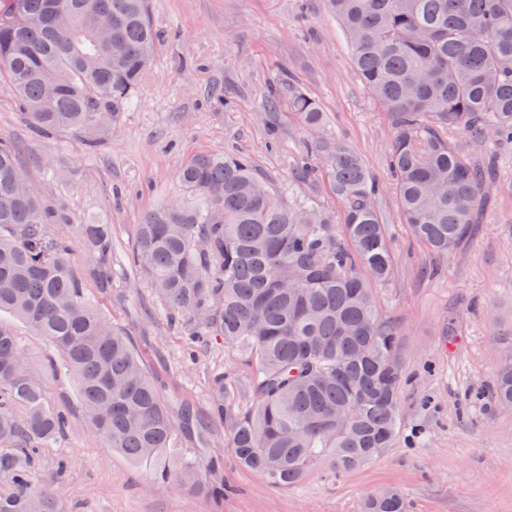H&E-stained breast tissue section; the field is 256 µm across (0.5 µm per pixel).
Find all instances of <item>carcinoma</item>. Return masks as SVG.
<instances>
[{"mask_svg":"<svg viewBox=\"0 0 512 512\" xmlns=\"http://www.w3.org/2000/svg\"><path fill=\"white\" fill-rule=\"evenodd\" d=\"M349 39L356 74L392 126L388 168L404 224L446 256L472 234L497 166L473 146L512 142V0H326ZM159 45L149 0H0V76L40 133L86 136L118 125L135 103ZM299 123L325 127L316 101L288 91ZM302 181L340 204L288 187L275 192L251 157L235 150L185 161L176 198L136 225L129 263L143 272L191 361L215 342L248 367L251 404L224 407V372L211 407L228 428L224 446L274 487L301 485L314 471L337 478L381 457L401 426L402 332L380 315L372 288L392 280L390 225L362 157L325 137L297 162ZM17 146L0 138V311L22 320L57 350L78 387L87 421L108 447L212 498L224 484L202 481L204 464L177 456L196 438L197 416L175 405L127 335L102 315L74 274L70 235L51 224L37 193L16 190ZM100 252L88 270L112 288L106 224H77ZM27 360L0 326V512H62L32 490L30 459L72 429L42 384L17 372ZM492 397L512 408V355L498 361ZM364 512H407L386 489Z\"/></svg>","mask_w":512,"mask_h":512,"instance_id":"1","label":"carcinoma"}]
</instances>
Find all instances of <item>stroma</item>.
<instances>
[{
	"instance_id": "1",
	"label": "stroma",
	"mask_w": 512,
	"mask_h": 512,
	"mask_svg": "<svg viewBox=\"0 0 512 512\" xmlns=\"http://www.w3.org/2000/svg\"><path fill=\"white\" fill-rule=\"evenodd\" d=\"M160 48L138 97L114 131L87 150L69 131L36 137L11 88L0 82V137L18 142L25 175L55 224H106L112 231V290L87 278L97 255L71 237L72 266L87 296L125 332L168 395L189 402L210 444L183 441L182 455L218 457L209 472L223 482L217 501L155 483L148 468L108 448L86 420L65 369L47 371L53 348L20 319L0 312L39 376L47 400L70 412L73 430L41 449L34 485L53 491L65 512H362L365 499L396 487L408 512H512V409L494 403L499 356L512 349V144L487 139L500 179L487 193L474 235L448 256L415 243L403 225L387 167L390 121L356 75L348 38L325 0H150ZM295 84L327 116L324 135L343 139L379 185L376 204L393 225L396 274L375 286L382 316L400 327L404 358L402 437L381 458L331 480L314 472L280 489L242 469L224 447L225 425L210 419L211 379L229 370L224 403L250 398L237 358L211 345L187 363L183 340L153 304L150 283L128 268L141 215L181 196L176 173L198 154L247 152L277 189L293 178L294 159L314 133L280 100L269 116V86ZM55 168L46 175L45 164ZM73 467L58 479L56 463Z\"/></svg>"
}]
</instances>
